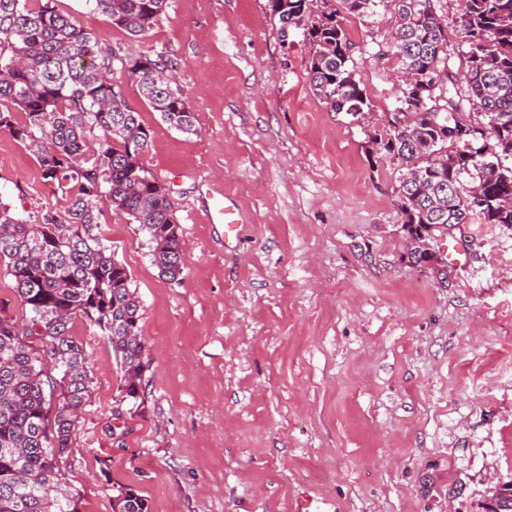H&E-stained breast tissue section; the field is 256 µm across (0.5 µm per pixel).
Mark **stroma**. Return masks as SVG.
Returning a JSON list of instances; mask_svg holds the SVG:
<instances>
[{
  "label": "stroma",
  "mask_w": 512,
  "mask_h": 512,
  "mask_svg": "<svg viewBox=\"0 0 512 512\" xmlns=\"http://www.w3.org/2000/svg\"><path fill=\"white\" fill-rule=\"evenodd\" d=\"M56 6L116 56L170 58L197 127H169L113 71L185 268L162 277L139 225L104 210L143 306L145 402L122 401L111 346L74 319L89 394L61 470L81 512H113L115 482L150 512H483L512 482V225L449 227L446 274L409 264L399 168L370 143L396 105L394 5L346 21L373 104L359 123L312 93L309 45L281 37L270 0H168L138 38L86 0ZM210 191L238 207V237L208 223ZM0 200L30 223L65 207L5 130Z\"/></svg>",
  "instance_id": "obj_1"
}]
</instances>
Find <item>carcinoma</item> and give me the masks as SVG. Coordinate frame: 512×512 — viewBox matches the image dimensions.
<instances>
[{"label": "carcinoma", "instance_id": "1", "mask_svg": "<svg viewBox=\"0 0 512 512\" xmlns=\"http://www.w3.org/2000/svg\"><path fill=\"white\" fill-rule=\"evenodd\" d=\"M112 24L139 37L167 0H92ZM271 0L282 37L306 26L313 94L358 122L370 111L345 17L322 0ZM364 17L386 0H340ZM391 49L405 76L397 106L372 137L399 162L396 194L409 227V257L431 261L426 238L450 224H512V0H461L455 66L433 0H398ZM177 131L197 133L195 113L161 54L117 59L55 0H0V129L35 156L44 181L61 190L64 214L38 224L0 202V264L14 278L24 321L0 311V512H79L59 463L88 393L87 356L69 336L80 316L112 346L122 397L143 403L147 346L142 305L126 266L95 229L103 205L146 233L161 276L184 270L180 227L168 188L148 176L149 133L112 84L114 62ZM490 116L464 124V105ZM113 512H149L131 486L114 483Z\"/></svg>", "mask_w": 512, "mask_h": 512}]
</instances>
